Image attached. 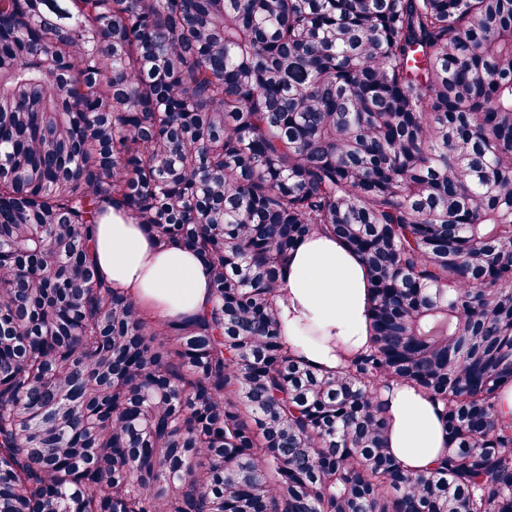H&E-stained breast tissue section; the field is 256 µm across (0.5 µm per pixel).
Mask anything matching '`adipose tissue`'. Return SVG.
I'll return each instance as SVG.
<instances>
[{
	"label": "adipose tissue",
	"instance_id": "adipose-tissue-1",
	"mask_svg": "<svg viewBox=\"0 0 512 512\" xmlns=\"http://www.w3.org/2000/svg\"><path fill=\"white\" fill-rule=\"evenodd\" d=\"M92 251L102 278L149 314L180 322L210 303L206 264L178 246L157 248L144 225L118 211L101 217ZM370 289L359 257L335 238L317 234L293 252L275 298L289 353L333 372L369 342ZM388 446L407 470L424 471L448 446L436 407L417 389L383 391Z\"/></svg>",
	"mask_w": 512,
	"mask_h": 512
}]
</instances>
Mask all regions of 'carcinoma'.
<instances>
[{"mask_svg":"<svg viewBox=\"0 0 512 512\" xmlns=\"http://www.w3.org/2000/svg\"><path fill=\"white\" fill-rule=\"evenodd\" d=\"M112 208L209 266L193 321L100 280ZM314 233L373 293L334 374L274 305ZM508 384L512 0H0V512H512ZM389 423L388 447L407 470L426 471L448 446L436 407L417 389L394 385L382 391Z\"/></svg>","mask_w":512,"mask_h":512,"instance_id":"cac0c4a2","label":"carcinoma"}]
</instances>
